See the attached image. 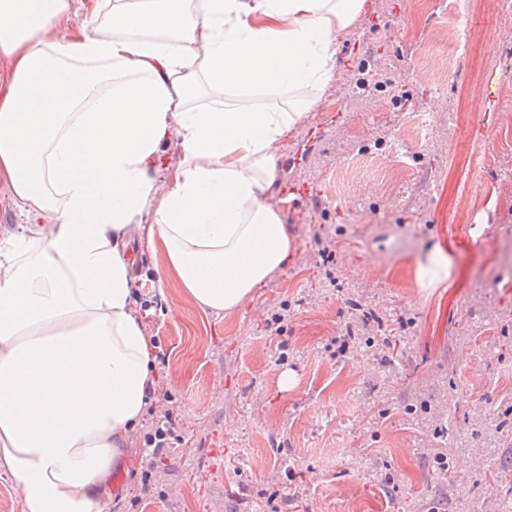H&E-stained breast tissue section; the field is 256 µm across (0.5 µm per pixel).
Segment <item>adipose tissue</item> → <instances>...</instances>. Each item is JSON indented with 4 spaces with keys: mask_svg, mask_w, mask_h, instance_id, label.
Returning <instances> with one entry per match:
<instances>
[{
    "mask_svg": "<svg viewBox=\"0 0 512 512\" xmlns=\"http://www.w3.org/2000/svg\"><path fill=\"white\" fill-rule=\"evenodd\" d=\"M0 0V477L21 512H102L156 381L124 242L203 311L288 260L278 148L366 0ZM286 98L257 107L246 95ZM179 160L154 174L163 146ZM8 196V187L0 184V232L3 228H10L12 230L17 224L26 223L25 216L11 204ZM129 250L134 257L133 272L137 277L146 275L147 279H153L152 273L155 266V257L151 252V248L146 238L143 240H134L130 243ZM138 273H140L138 275Z\"/></svg>",
    "mask_w": 512,
    "mask_h": 512,
    "instance_id": "1",
    "label": "adipose tissue"
}]
</instances>
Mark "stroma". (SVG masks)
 I'll list each match as a JSON object with an SVG mask.
<instances>
[{
	"label": "stroma",
	"mask_w": 512,
	"mask_h": 512,
	"mask_svg": "<svg viewBox=\"0 0 512 512\" xmlns=\"http://www.w3.org/2000/svg\"><path fill=\"white\" fill-rule=\"evenodd\" d=\"M371 0L338 35L345 76L307 90L314 108L280 151L291 228L285 266L252 300L203 313L176 285H144L158 380L183 440L136 501L139 456L102 512H512V31L508 0ZM470 29L446 65L448 33ZM429 140L391 152L411 115ZM335 243L329 286L314 233ZM448 275L424 285L435 254ZM383 319L339 353L349 300ZM286 311L281 332L265 324Z\"/></svg>",
	"instance_id": "35a3bbf8"
}]
</instances>
